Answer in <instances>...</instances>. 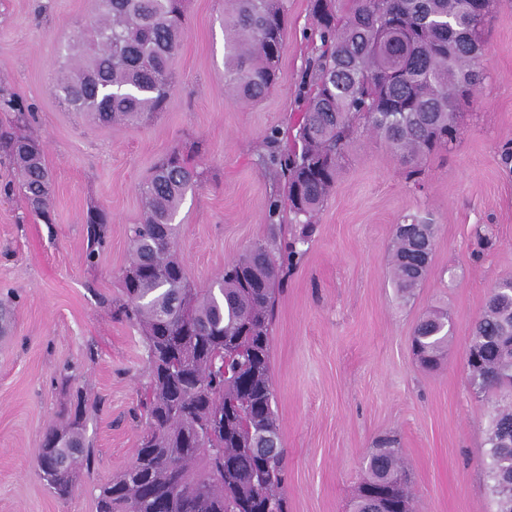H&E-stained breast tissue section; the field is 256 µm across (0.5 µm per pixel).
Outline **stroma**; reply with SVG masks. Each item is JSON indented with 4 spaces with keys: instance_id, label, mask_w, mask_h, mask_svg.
<instances>
[{
    "instance_id": "35a3bbf8",
    "label": "stroma",
    "mask_w": 512,
    "mask_h": 512,
    "mask_svg": "<svg viewBox=\"0 0 512 512\" xmlns=\"http://www.w3.org/2000/svg\"><path fill=\"white\" fill-rule=\"evenodd\" d=\"M100 0H0V91L34 116L51 172L53 221L33 216L18 173L0 159V512H96L99 485L130 466L146 356L138 329L117 317L128 229L143 216L141 185L177 150L201 172L175 218L176 252L192 288L268 235L266 201L281 183L265 169L264 136L291 146L302 120L299 83L313 46L309 0H288L280 71L258 102L224 83V0H185V37L163 112L138 124L102 125L72 111L56 86L65 48ZM483 78L461 103L457 141L407 165L358 126L315 219L302 261L279 295L271 339L275 411L288 479V512H351L376 441L396 436L416 512H496L485 443L490 403L468 384L466 351L491 288L512 278V0H495L482 31ZM112 215L94 261L83 216ZM436 226L432 262L410 300L391 284L389 255L403 216ZM453 323L434 368L411 347L424 313ZM84 393L93 462L67 499L40 478L47 427Z\"/></svg>"
}]
</instances>
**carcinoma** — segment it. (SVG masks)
Listing matches in <instances>:
<instances>
[{
	"label": "carcinoma",
	"mask_w": 512,
	"mask_h": 512,
	"mask_svg": "<svg viewBox=\"0 0 512 512\" xmlns=\"http://www.w3.org/2000/svg\"><path fill=\"white\" fill-rule=\"evenodd\" d=\"M183 2L101 0L85 47H73L72 72L58 84L67 105L101 124L136 125L162 111L185 36ZM483 2L479 15L475 0H311L323 50L305 74L313 93L298 129L301 149L282 151L274 129L261 156L280 170L300 233L278 244L282 201L270 196V236L227 264L205 292L188 287L174 249L175 217L199 172L177 151L155 164L140 188L145 217L131 229L119 309L141 330L146 351L144 428L133 465L99 487L97 512H288L285 450L261 451L268 438L280 439L269 375L275 286L303 257L299 246L311 237L356 122L405 162L457 140L459 105L479 83L482 26L493 0ZM287 24L286 0H230L225 82L238 98L258 101L275 85ZM2 109L15 112L17 123L25 119L13 95L0 97ZM0 152L19 169L31 211L49 221L42 142L1 127ZM111 221L105 209H87L88 260L107 243ZM434 238L435 225L414 215L396 225L391 280L402 299L426 277ZM449 333L448 313L419 318L412 346L425 366L440 363ZM472 342L482 354L481 365L468 369L472 391L512 394V279L490 290ZM86 416L80 396L45 433L39 473L61 499L91 464ZM396 444L386 437L371 449L354 512H413ZM486 445L496 512H512V400L495 406Z\"/></svg>",
	"instance_id": "carcinoma-1"
}]
</instances>
